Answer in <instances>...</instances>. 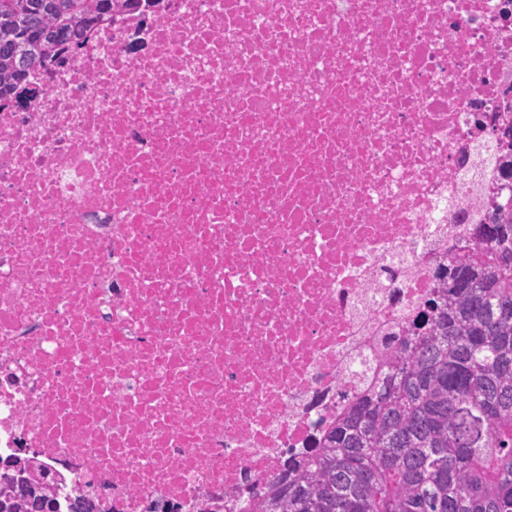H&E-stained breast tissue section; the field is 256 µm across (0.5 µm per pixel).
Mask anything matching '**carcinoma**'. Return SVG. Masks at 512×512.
<instances>
[{"mask_svg":"<svg viewBox=\"0 0 512 512\" xmlns=\"http://www.w3.org/2000/svg\"><path fill=\"white\" fill-rule=\"evenodd\" d=\"M118 2L154 0H0V100ZM483 228L446 258L421 331L253 512H512V212ZM18 497L49 505L22 478L0 487V512Z\"/></svg>","mask_w":512,"mask_h":512,"instance_id":"obj_1","label":"carcinoma"}]
</instances>
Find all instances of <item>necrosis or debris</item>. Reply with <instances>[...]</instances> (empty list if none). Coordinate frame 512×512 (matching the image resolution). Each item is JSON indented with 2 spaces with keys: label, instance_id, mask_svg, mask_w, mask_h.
Returning a JSON list of instances; mask_svg holds the SVG:
<instances>
[{
  "label": "necrosis or debris",
  "instance_id": "4bbe7bcc",
  "mask_svg": "<svg viewBox=\"0 0 512 512\" xmlns=\"http://www.w3.org/2000/svg\"><path fill=\"white\" fill-rule=\"evenodd\" d=\"M0 102V460L252 512L512 204V0L119 6Z\"/></svg>",
  "mask_w": 512,
  "mask_h": 512
}]
</instances>
